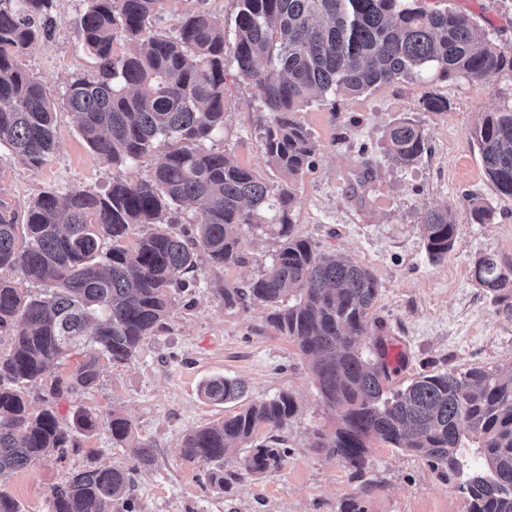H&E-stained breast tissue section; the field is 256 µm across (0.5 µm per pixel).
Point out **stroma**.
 <instances>
[{
	"mask_svg": "<svg viewBox=\"0 0 512 512\" xmlns=\"http://www.w3.org/2000/svg\"><path fill=\"white\" fill-rule=\"evenodd\" d=\"M200 5L232 25L233 0H167L157 28L174 31L180 18ZM424 5L467 13L479 33L512 45V0H424ZM83 10V0H54L47 35L22 58L51 100L62 99L72 78L94 71L77 36ZM224 76V133L213 146L277 182L255 130V90L233 58H226ZM431 91L447 98V110L425 109ZM507 103H512V73L500 72L479 88L462 79L402 80L338 99L332 107L316 102L297 114L320 153L315 168L297 184L295 231L321 252L348 254L371 270L378 297L361 348L401 344L393 386L423 372L512 362V319L498 312L473 277L484 255L512 262V199L498 196L487 181L472 136L485 113ZM401 118L428 138L427 152L405 167L390 160L385 140ZM55 125L58 146L43 165L30 167L0 153V201L17 216L47 191L101 188L116 176L146 177L158 158L153 152L133 166L118 167L86 146L73 113L58 109ZM364 160L373 173L355 198L349 184ZM470 195L493 207L491 223H472ZM446 204L455 212L456 240L448 256L434 262L425 249L421 219ZM275 248L272 234L246 232L240 242L243 264L221 270L200 264L196 287L177 294L162 327L136 357L103 363L99 385L58 399L59 415L70 417L79 407L118 413L130 420L132 441L153 447V464L136 475L133 512H340L353 497L365 512H466L457 481L416 455L372 442L358 479L342 460L313 448L314 432H334L339 417L324 405L308 358L268 326L262 306L245 299L228 308L214 291L219 283L245 287L263 273ZM218 374L245 383L243 402L215 405L201 396V382ZM283 392L294 398L296 411L277 432L287 450L279 469L250 475L240 471L238 456H231L224 469L235 478L221 491L208 483L202 463L181 455L188 430L236 413L242 403ZM75 440L63 456L35 462L1 482L0 491L17 499L24 512H49L52 487L69 473L132 464L128 445L116 444L106 426Z\"/></svg>",
	"mask_w": 512,
	"mask_h": 512,
	"instance_id": "35a3bbf8",
	"label": "stroma"
}]
</instances>
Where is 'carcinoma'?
<instances>
[{
  "label": "carcinoma",
  "mask_w": 512,
  "mask_h": 512,
  "mask_svg": "<svg viewBox=\"0 0 512 512\" xmlns=\"http://www.w3.org/2000/svg\"><path fill=\"white\" fill-rule=\"evenodd\" d=\"M53 0H0V150L31 167L58 145L54 112L76 117L88 148L115 165L136 162L159 140L169 150L147 179L114 178L107 189L45 192L24 223L0 205V271L16 270L39 286L23 293L0 275V330L10 349L0 353V480L30 462L75 445V434L105 424L126 441L131 422L84 408L62 418L56 400L97 385L101 359L129 362L160 328L173 290L191 287L186 275L200 255L219 269L239 265L244 230H264L265 211L279 247L247 289H217L224 305L247 297L269 310L274 330L291 338L311 361L325 404L340 411L332 434L318 431L313 447L344 461L360 476L376 439L422 457L460 482L466 512H512V364L471 366L424 374L394 389L377 351L359 340L372 324L378 295L370 271L342 255L319 251L294 230L298 179L315 164L319 145L296 113L330 95L351 96L382 84L464 79L483 86L492 73L512 72V46L477 39L466 13L429 11L422 0H236L232 28L204 9L186 13L172 33L153 27L164 0H86L77 30L96 61L95 73L74 78L60 104L24 70L20 59L41 36L36 19ZM133 43L123 56L114 41ZM232 55L258 99L255 130L271 182L250 166L208 146L224 132V60ZM473 137L495 192L512 198V104L489 112ZM391 159L417 161L427 138L406 118L386 136ZM475 224H489L494 208L468 200ZM180 210L201 212L193 235L166 229ZM431 259L448 256L456 239L454 210L446 205L422 218ZM474 277L495 305L512 317V263L495 255L478 260ZM84 360L66 375L54 369L70 352ZM51 379L34 412L30 389ZM244 384L224 375L201 386L210 402L239 398ZM296 410L281 393L256 400L224 420L193 428L181 453L207 466L210 484L224 488V461L248 474L281 466L284 449L258 428L278 430ZM476 443L478 466L468 465L463 438ZM133 465L74 472L51 491L49 512H128L138 469L154 461L145 443L131 446Z\"/></svg>",
  "instance_id": "1"
}]
</instances>
